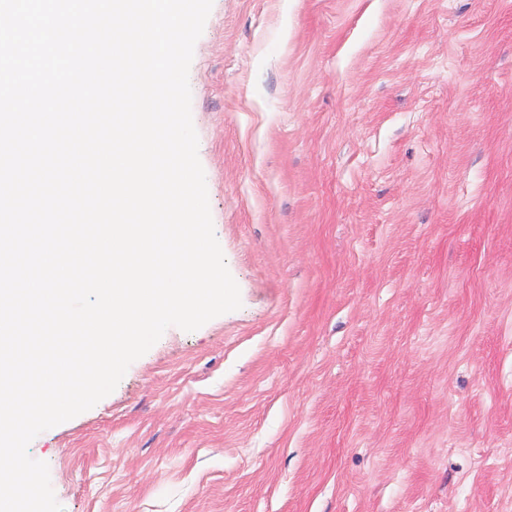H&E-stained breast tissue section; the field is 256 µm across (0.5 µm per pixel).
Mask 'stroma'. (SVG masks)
Wrapping results in <instances>:
<instances>
[{"mask_svg":"<svg viewBox=\"0 0 512 512\" xmlns=\"http://www.w3.org/2000/svg\"><path fill=\"white\" fill-rule=\"evenodd\" d=\"M240 309L39 434L64 512H512V0H213Z\"/></svg>","mask_w":512,"mask_h":512,"instance_id":"1","label":"stroma"}]
</instances>
